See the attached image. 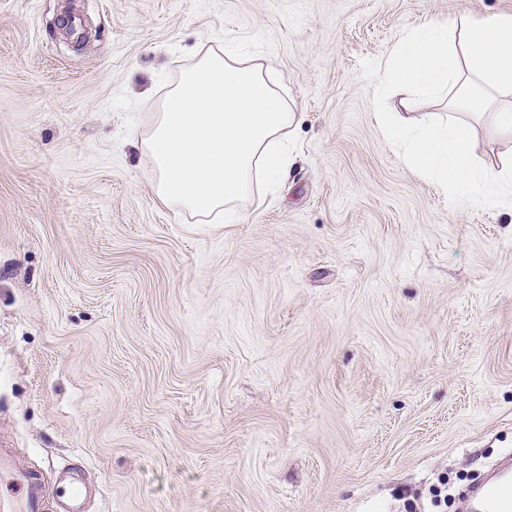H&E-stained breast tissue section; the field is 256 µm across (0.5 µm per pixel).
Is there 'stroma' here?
Listing matches in <instances>:
<instances>
[{"label": "stroma", "instance_id": "35a3bbf8", "mask_svg": "<svg viewBox=\"0 0 512 512\" xmlns=\"http://www.w3.org/2000/svg\"><path fill=\"white\" fill-rule=\"evenodd\" d=\"M462 12L512 0H0V454L45 498L72 465L87 512H436L512 454V211L373 120L403 25ZM228 37L274 58L299 151L198 224L131 135Z\"/></svg>", "mask_w": 512, "mask_h": 512}]
</instances>
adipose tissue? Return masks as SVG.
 <instances>
[{"label":"adipose tissue","instance_id":"1","mask_svg":"<svg viewBox=\"0 0 512 512\" xmlns=\"http://www.w3.org/2000/svg\"><path fill=\"white\" fill-rule=\"evenodd\" d=\"M376 69L380 92L398 96L395 111L376 112L377 125L408 165L465 205L512 202V157L478 166L458 119L488 116L512 137L511 13L405 25ZM426 99L447 102V123L420 113ZM298 122L272 65L232 41L207 50L160 96L138 137L156 199L204 224L237 223L239 203L274 193L287 175Z\"/></svg>","mask_w":512,"mask_h":512}]
</instances>
